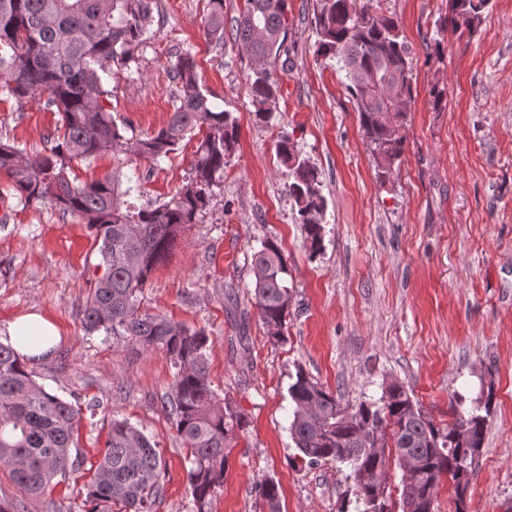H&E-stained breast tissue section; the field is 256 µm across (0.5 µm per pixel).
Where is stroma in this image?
Here are the masks:
<instances>
[{
  "mask_svg": "<svg viewBox=\"0 0 512 512\" xmlns=\"http://www.w3.org/2000/svg\"><path fill=\"white\" fill-rule=\"evenodd\" d=\"M208 0H156L152 37L131 69L112 73V116L134 136L167 124L181 53L198 64L213 106L231 112L238 144L210 209L152 273L141 307L208 336L209 379L244 413L224 485L209 512H267L260 485L274 479L281 512H340L352 495L348 468L298 456L288 388L296 371L342 404L378 399L390 382L410 390L435 425L450 399L495 398L467 489L468 512H512V0H491L473 33L448 22V0H381L410 48L412 97L404 152L383 172L359 124L336 60L317 56V0H289L290 63L276 72V125L256 122L251 61L232 26L242 0H224V43L203 30ZM59 120L45 97L0 91V140L44 154ZM287 130L316 167L326 200L323 250L311 254L276 154ZM198 145L186 137L161 163L105 153L72 162L70 178L141 177L137 207L186 184ZM288 265V316L270 337L251 306V255L264 241ZM99 245L87 224L47 204L24 205L0 174V331L37 312L58 328L50 355L29 362L45 389L77 405L71 454L78 464L50 494L21 492L0 467V512H85L78 495L105 447L112 420L156 443L164 462L153 512H193L187 450L164 408L176 372L170 357L120 337L87 333L82 311L97 277Z\"/></svg>",
  "mask_w": 512,
  "mask_h": 512,
  "instance_id": "stroma-1",
  "label": "stroma"
}]
</instances>
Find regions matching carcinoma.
I'll use <instances>...</instances> for the list:
<instances>
[{
  "label": "carcinoma",
  "mask_w": 512,
  "mask_h": 512,
  "mask_svg": "<svg viewBox=\"0 0 512 512\" xmlns=\"http://www.w3.org/2000/svg\"><path fill=\"white\" fill-rule=\"evenodd\" d=\"M235 20V38L253 62L251 93L255 119L274 118L278 85L271 67L287 68L288 0H243ZM490 0H448V22L473 32ZM315 26L317 53L338 59L356 101L360 127L372 153L390 171L403 153L404 101L411 96L412 59L398 22L379 13L374 0H319ZM154 0H0V88L17 100L48 95L61 115L48 153L32 159L25 150L0 142V172L11 180L18 199L49 203L95 230L102 275L93 282L83 312L88 333L123 336L149 350L166 353L177 369L170 386L168 412L182 444L189 448L188 490L196 512L207 506L224 483L229 448L246 426L244 414L218 397L208 378V337L141 308L140 295L176 240L210 206L213 187L224 176L235 151L238 125L231 113L215 109L200 84L195 57L176 56L169 76L177 100L167 125L144 138L128 136L110 109L113 68L137 62L155 17ZM207 36L224 43V0H209L204 18ZM202 134L189 181L172 197L141 209L125 201L139 186L126 189L106 177L74 184L67 173L74 159L102 153L151 161L169 157L192 132ZM278 154L288 163V193L297 206L311 253L322 250L326 202L316 168L299 159L290 135L279 136ZM253 305L267 330L281 329L288 315L286 260L272 241L252 253ZM288 393L293 408L289 431L309 465L334 462L350 468L357 512H392L386 490L362 486L364 468L387 471V435L395 455H408L422 468L419 477L402 479V507L431 512L443 478L456 497L466 489L483 441L493 386L470 411L463 397L450 401L454 420L438 427L427 420L410 392L390 383L379 402L345 407L299 371ZM81 407L39 385L23 355L0 343V467L27 495L41 496L57 476L73 468L74 425ZM163 462L156 446L126 420L111 430L90 481L85 500L90 512H151ZM269 512H280L279 485L259 488Z\"/></svg>",
  "instance_id": "cac0c4a2"
}]
</instances>
